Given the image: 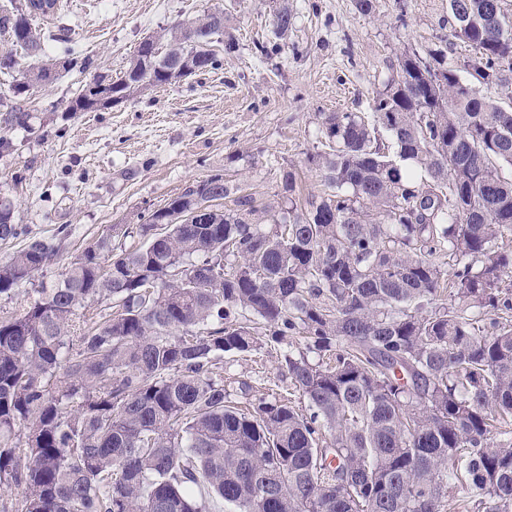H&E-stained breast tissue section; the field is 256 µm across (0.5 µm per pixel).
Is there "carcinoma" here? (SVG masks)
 Listing matches in <instances>:
<instances>
[{
    "mask_svg": "<svg viewBox=\"0 0 512 512\" xmlns=\"http://www.w3.org/2000/svg\"><path fill=\"white\" fill-rule=\"evenodd\" d=\"M0 17L12 44L42 48L33 20L59 0ZM294 12L280 0L273 46ZM469 43V86L435 49L406 51L368 112L323 117L310 156L324 191L253 221L230 199L210 224H176L189 190L141 227L135 249L100 237L0 318V484L15 512H512V20L503 0H448ZM207 13L142 41L124 74L96 76L69 112L125 104L169 78L217 71L237 44ZM72 49L0 91L4 122L28 127L20 95L84 72ZM0 197V239L19 234ZM169 223L159 229L157 224ZM30 241L0 264V296L53 263ZM292 389L242 411L213 370L224 354L287 339Z\"/></svg>",
    "mask_w": 512,
    "mask_h": 512,
    "instance_id": "carcinoma-1",
    "label": "carcinoma"
}]
</instances>
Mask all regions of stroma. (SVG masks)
Segmentation results:
<instances>
[{"mask_svg":"<svg viewBox=\"0 0 512 512\" xmlns=\"http://www.w3.org/2000/svg\"><path fill=\"white\" fill-rule=\"evenodd\" d=\"M55 16L36 19L47 56L74 47L87 62L36 89L28 99L30 128L0 121L14 145L0 156V187L16 205L22 233L0 240V263L29 238L59 240L57 259L41 277L0 298V318L21 312L41 281L58 273L99 236L139 246L140 227L166 199L214 175L247 189L257 205L278 191L280 173L297 174L303 194L323 186L310 163L330 112H365L404 51L440 49L462 68L472 54L448 25V0H375L363 15L355 0H291L288 45L262 57L277 0H61ZM207 12L224 15V37L238 45L224 66L102 112L66 105L94 75H123L144 37ZM230 390L288 393L280 351L224 357Z\"/></svg>","mask_w":512,"mask_h":512,"instance_id":"35a3bbf8","label":"stroma"}]
</instances>
